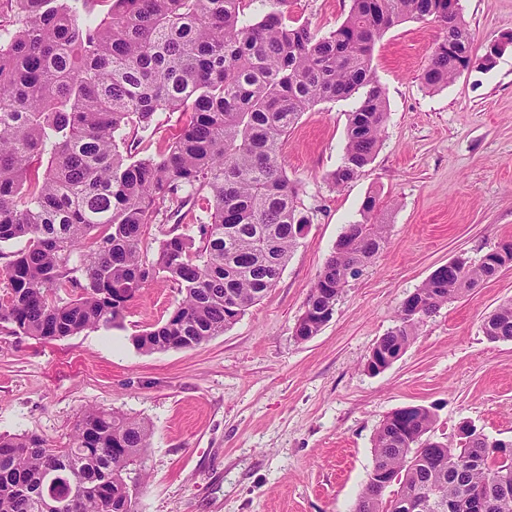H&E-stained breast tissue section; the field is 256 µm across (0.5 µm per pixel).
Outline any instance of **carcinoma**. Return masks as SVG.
Returning a JSON list of instances; mask_svg holds the SVG:
<instances>
[{"label": "carcinoma", "mask_w": 512, "mask_h": 512, "mask_svg": "<svg viewBox=\"0 0 512 512\" xmlns=\"http://www.w3.org/2000/svg\"><path fill=\"white\" fill-rule=\"evenodd\" d=\"M10 2L0 28V244L23 246L4 269L0 322L44 340L118 326L158 275L182 298L163 324L132 338L137 349L192 348L224 334L276 285L311 223L280 161L302 114L359 97L342 161L327 174L342 188L365 172L385 130L373 60L388 30L407 19L440 27L421 74L429 90L489 69L473 54L460 0H351L326 34L286 24L288 0ZM160 112L184 120L167 150L150 154ZM198 201L200 238L175 226L146 262L148 225ZM387 227L374 193L308 293L306 336L320 332L348 280L378 254ZM510 268L506 242L427 278L414 291L417 309L398 310L369 359L390 366L438 308ZM482 329L512 341V301ZM433 424L423 406L384 418L352 512H512V446L476 430L457 448L437 444ZM150 437L145 422L100 407L84 410L63 446L0 435V512H135L126 479ZM383 470L400 474L396 489L381 482Z\"/></svg>", "instance_id": "obj_1"}]
</instances>
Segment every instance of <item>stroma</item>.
<instances>
[{"label": "stroma", "mask_w": 512, "mask_h": 512, "mask_svg": "<svg viewBox=\"0 0 512 512\" xmlns=\"http://www.w3.org/2000/svg\"><path fill=\"white\" fill-rule=\"evenodd\" d=\"M461 5L475 54L512 32V0ZM350 6L288 0L286 16L326 33ZM439 35L435 23L406 20L378 43L388 119L357 180L336 189L326 179L356 100L319 103L289 131L281 162L311 223L276 285L224 334L187 349L134 347L132 336L164 322L180 299L161 277L116 328L49 341L0 323V434L62 445L91 406L143 419L152 436L133 467L147 477L136 512H351L377 427L409 405L430 409L435 438L451 446L464 421L512 440V341L482 332L512 299V269L443 305L388 369H366L401 302L437 267L512 240V44L492 69L431 91L419 76ZM375 191L387 207L385 246L349 280L318 335L296 339L317 274Z\"/></svg>", "instance_id": "obj_1"}]
</instances>
